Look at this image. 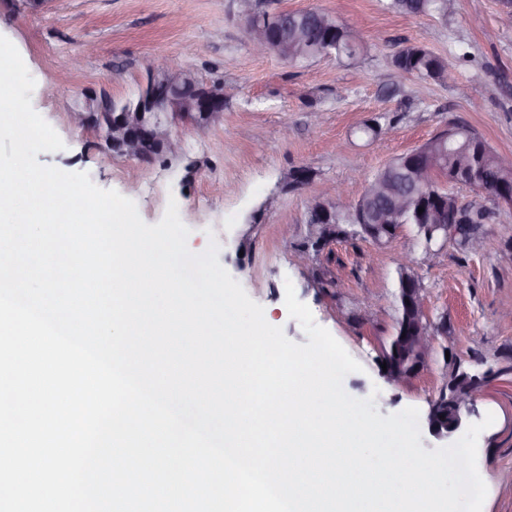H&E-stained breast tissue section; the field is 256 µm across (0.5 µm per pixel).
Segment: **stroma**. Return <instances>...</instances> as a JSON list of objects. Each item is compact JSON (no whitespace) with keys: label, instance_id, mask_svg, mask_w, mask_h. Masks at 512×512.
Instances as JSON below:
<instances>
[{"label":"stroma","instance_id":"stroma-1","mask_svg":"<svg viewBox=\"0 0 512 512\" xmlns=\"http://www.w3.org/2000/svg\"><path fill=\"white\" fill-rule=\"evenodd\" d=\"M384 0H259V10L320 9L365 43L352 59L320 57L289 65L254 54L242 32L236 0H70L67 11L28 10L0 0V35L18 49L35 80L32 106L65 147L38 162L88 173L99 188L133 200L141 219L155 224L176 200L189 230L187 246L202 253L219 245V261L264 309L267 322L290 340L309 338L285 306L293 284L316 323L360 364L343 381L352 397H374L388 416L408 407L427 414L452 365L483 374L512 366V207L490 204L483 247L455 242L427 256L412 225L392 242L340 239L324 250L308 244L306 201L340 185L341 211L362 196L372 175L393 157L464 123L501 153H512V27L502 24L503 0H455L447 19L398 14ZM418 44L439 56L456 77L419 80L391 62L402 45ZM83 55L81 68L68 65ZM168 63L203 81L235 86L221 121L205 130L177 126L180 156L150 164L108 153L97 134L75 127L72 108L88 90L134 97L152 70ZM50 85L65 95L50 96ZM378 126L365 133V124ZM263 130L262 148L253 134ZM311 178L288 186L294 170ZM289 236H282V227ZM413 269L432 320L447 318L431 367L409 383H389L382 352L397 317L402 254ZM375 305L361 318L365 301ZM493 414L478 438L477 468L487 486L482 512H512V384L495 380L464 411L465 424Z\"/></svg>","mask_w":512,"mask_h":512}]
</instances>
